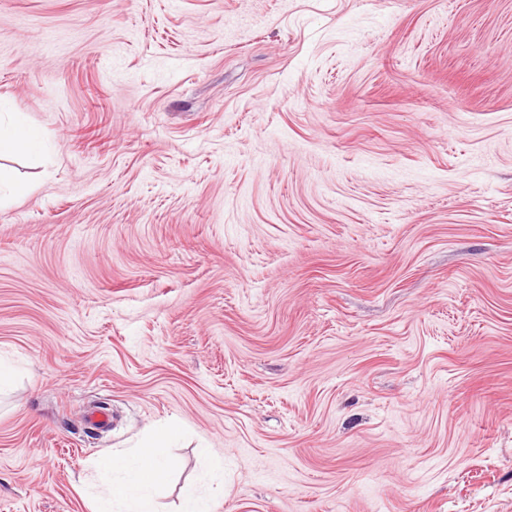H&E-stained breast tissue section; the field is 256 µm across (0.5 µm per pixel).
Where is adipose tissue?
<instances>
[{
  "instance_id": "obj_1",
  "label": "adipose tissue",
  "mask_w": 512,
  "mask_h": 512,
  "mask_svg": "<svg viewBox=\"0 0 512 512\" xmlns=\"http://www.w3.org/2000/svg\"><path fill=\"white\" fill-rule=\"evenodd\" d=\"M43 136L29 127L22 116H14L8 126L0 125V156L13 153L31 155L41 151ZM178 427L170 423L153 431L139 446L99 457L94 469L106 486L107 499L96 512H157L155 499L172 467L169 444Z\"/></svg>"
}]
</instances>
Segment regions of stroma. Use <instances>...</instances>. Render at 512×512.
I'll use <instances>...</instances> for the list:
<instances>
[{"mask_svg":"<svg viewBox=\"0 0 512 512\" xmlns=\"http://www.w3.org/2000/svg\"><path fill=\"white\" fill-rule=\"evenodd\" d=\"M16 112L0 512H512V0H0ZM43 136L37 129L29 127L21 115H15L4 127L0 122V156L13 153L38 154L43 146ZM178 430L176 424H166L135 448L99 457L94 469L107 499L94 511L112 512L119 506L124 512H157L155 499L172 467L169 444ZM211 500L204 497L200 489L193 485L184 488L182 494V507L180 512H210Z\"/></svg>","mask_w":512,"mask_h":512,"instance_id":"1","label":"stroma"}]
</instances>
